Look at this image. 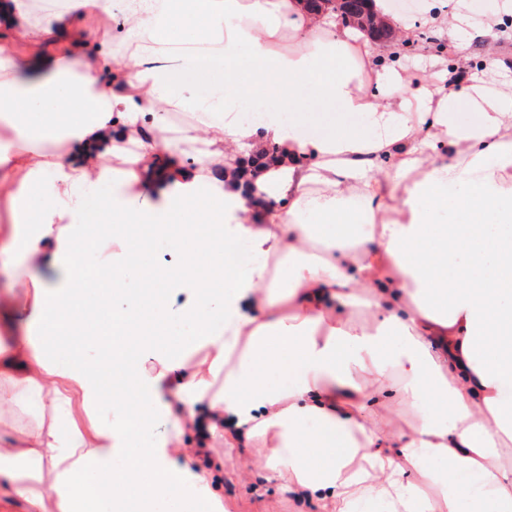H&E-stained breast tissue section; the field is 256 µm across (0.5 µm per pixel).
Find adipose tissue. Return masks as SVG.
<instances>
[{
    "label": "adipose tissue",
    "instance_id": "1",
    "mask_svg": "<svg viewBox=\"0 0 512 512\" xmlns=\"http://www.w3.org/2000/svg\"><path fill=\"white\" fill-rule=\"evenodd\" d=\"M72 7L119 23L111 82L94 60L0 50V267L50 271L31 303L0 306V417H37L0 436V481L27 512H182L206 477L185 479L168 451L198 403L234 418L233 442L268 444L269 479L333 512H512L507 8L483 16L476 75L463 43L428 74L401 62L416 29L459 35L446 0H422L382 50L302 0ZM1 21L27 46L71 31L29 22L19 0H0ZM176 41L207 44L206 60L161 53ZM184 67L223 89L199 96ZM174 108L203 118L182 136L204 146L192 169L158 166L144 139ZM60 138L70 159L44 161ZM153 184L159 200L141 202ZM178 215L175 270L127 235L107 278L78 261L104 219L164 231ZM242 241L253 261L227 264ZM172 291L207 351L191 367L163 333ZM107 402L119 426L77 427L76 409ZM160 411L163 441L128 447Z\"/></svg>",
    "mask_w": 512,
    "mask_h": 512
}]
</instances>
